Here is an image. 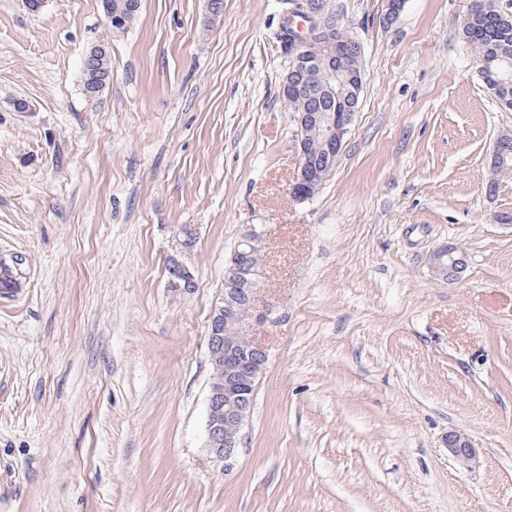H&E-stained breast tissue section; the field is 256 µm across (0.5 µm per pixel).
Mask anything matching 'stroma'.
Returning <instances> with one entry per match:
<instances>
[{
  "mask_svg": "<svg viewBox=\"0 0 512 512\" xmlns=\"http://www.w3.org/2000/svg\"><path fill=\"white\" fill-rule=\"evenodd\" d=\"M323 4L364 82L298 200L287 0H141L121 30L101 0H0V260L20 261L0 291V512H512V179L487 188L512 111L459 35L472 0L391 20L387 0ZM97 42L112 78L91 101ZM250 224L273 314L227 473L206 447L209 330ZM445 246L466 254L450 282L430 268ZM445 447H448L453 457L461 461H468L476 454L468 435L463 431L450 432L445 438Z\"/></svg>",
  "mask_w": 512,
  "mask_h": 512,
  "instance_id": "obj_1",
  "label": "stroma"
}]
</instances>
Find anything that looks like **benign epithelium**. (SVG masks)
Instances as JSON below:
<instances>
[{"mask_svg":"<svg viewBox=\"0 0 512 512\" xmlns=\"http://www.w3.org/2000/svg\"><path fill=\"white\" fill-rule=\"evenodd\" d=\"M294 14L303 18L304 26H297L288 33L289 69L301 65H315L325 78L338 81L342 89L336 92V108L323 123L317 126L319 138L336 151H341L344 138L352 123L355 109L347 100L343 87L349 85L354 93L363 86V71L350 66L347 45L354 42L342 28L339 20L324 13L320 4L302 5ZM322 53V58L311 56ZM299 167L291 194L296 199H305L310 193L307 187V167L303 155H298ZM264 234L256 225H251L238 243L241 250L257 253L262 250ZM448 252L439 248L430 256L433 273L444 280H453L459 272L454 263L445 262ZM225 282L222 305L212 319L224 318V350L209 351L210 363L224 369V376L216 377L210 384L206 416V442L214 459L224 463V472L233 470L241 443L242 430L249 418L254 394L250 387L257 385L268 361L266 347L251 336L254 325L267 321L271 310L257 305L259 278L262 269L251 271V277L240 275L237 263L229 268ZM224 397V409L214 405L213 400ZM224 432V447H214L215 435ZM448 452L461 461H468L476 454L468 435L454 431L445 438Z\"/></svg>","mask_w":512,"mask_h":512,"instance_id":"benign-epithelium-1","label":"benign epithelium"}]
</instances>
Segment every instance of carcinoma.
I'll return each instance as SVG.
<instances>
[{"instance_id":"obj_1","label":"carcinoma","mask_w":512,"mask_h":512,"mask_svg":"<svg viewBox=\"0 0 512 512\" xmlns=\"http://www.w3.org/2000/svg\"><path fill=\"white\" fill-rule=\"evenodd\" d=\"M102 8L113 28L124 29L138 15L140 0H102ZM462 35L475 56L482 82L504 109L512 111V14L493 19L471 11L463 20ZM110 78L109 50L103 45L93 55L85 57L84 95L90 99L97 97ZM290 79L296 91L284 101L294 114L307 113L309 135L312 136L317 121L334 110V96L313 68H298ZM305 149L309 180L318 187L331 172L335 160L324 147L307 145ZM493 169L499 178H512V136L500 140ZM170 274L173 287L186 290L193 287V278L174 259L171 260Z\"/></svg>"}]
</instances>
